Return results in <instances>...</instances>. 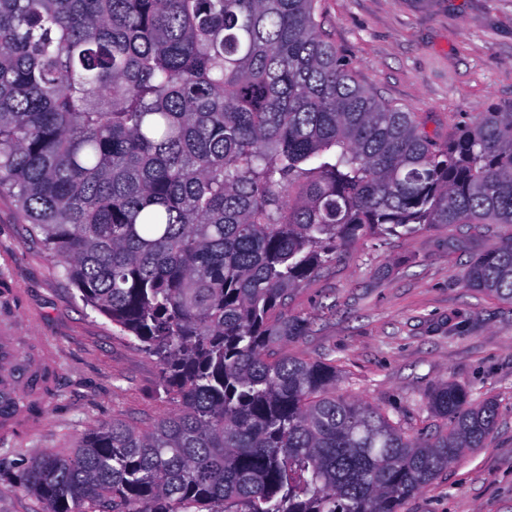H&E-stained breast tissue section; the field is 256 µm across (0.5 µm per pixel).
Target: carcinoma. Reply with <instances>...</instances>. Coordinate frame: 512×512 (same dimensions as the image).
Returning <instances> with one entry per match:
<instances>
[{"mask_svg": "<svg viewBox=\"0 0 512 512\" xmlns=\"http://www.w3.org/2000/svg\"><path fill=\"white\" fill-rule=\"evenodd\" d=\"M317 2L0 0V192L178 406L34 459L16 481L44 512H402L494 433L455 383L413 435L274 352L310 330L293 291L366 235L501 224L466 284L512 303V105L429 136L354 80Z\"/></svg>", "mask_w": 512, "mask_h": 512, "instance_id": "cac0c4a2", "label": "carcinoma"}]
</instances>
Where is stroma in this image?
Instances as JSON below:
<instances>
[{
  "mask_svg": "<svg viewBox=\"0 0 512 512\" xmlns=\"http://www.w3.org/2000/svg\"><path fill=\"white\" fill-rule=\"evenodd\" d=\"M323 28L353 77L417 113L445 140L481 112L512 104V0H319ZM498 224H428L341 249L296 290L290 313L310 332L288 355L335 362L336 394L380 408L406 431L440 421L427 397L442 382L496 404L497 429L466 450L402 512H512V303L466 286L470 260L499 246ZM0 334L33 361L55 356V394L41 427L0 437V512H44L13 481L48 451L67 453L94 426L150 427L176 409L160 367L87 306L62 267L32 240L14 196L0 193Z\"/></svg>",
  "mask_w": 512,
  "mask_h": 512,
  "instance_id": "stroma-1",
  "label": "stroma"
}]
</instances>
